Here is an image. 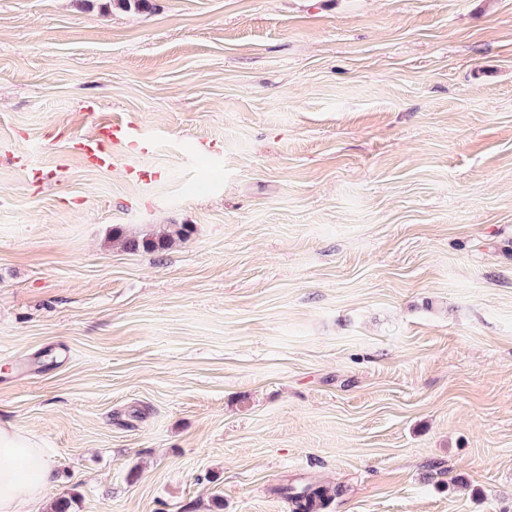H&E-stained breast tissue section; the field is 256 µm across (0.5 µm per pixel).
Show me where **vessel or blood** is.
Instances as JSON below:
<instances>
[{
    "label": "vessel or blood",
    "mask_w": 512,
    "mask_h": 512,
    "mask_svg": "<svg viewBox=\"0 0 512 512\" xmlns=\"http://www.w3.org/2000/svg\"><path fill=\"white\" fill-rule=\"evenodd\" d=\"M116 144L127 145L133 158L125 168L126 175L132 179H142L144 173L137 160L151 152L153 142L139 132L138 124L132 117L100 121L93 134L81 138L78 156L82 161L93 162L97 168L108 169L112 166L111 148Z\"/></svg>",
    "instance_id": "b4317fda"
}]
</instances>
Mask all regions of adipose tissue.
<instances>
[{
  "instance_id": "1",
  "label": "adipose tissue",
  "mask_w": 512,
  "mask_h": 512,
  "mask_svg": "<svg viewBox=\"0 0 512 512\" xmlns=\"http://www.w3.org/2000/svg\"><path fill=\"white\" fill-rule=\"evenodd\" d=\"M57 481L42 444L13 424L0 421V512H32Z\"/></svg>"
}]
</instances>
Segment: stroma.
<instances>
[{
    "label": "stroma",
    "instance_id": "1",
    "mask_svg": "<svg viewBox=\"0 0 512 512\" xmlns=\"http://www.w3.org/2000/svg\"><path fill=\"white\" fill-rule=\"evenodd\" d=\"M0 420L73 512H512V0H0ZM112 144H126L131 157L146 156L153 148L152 140L139 132L136 120L127 116L101 120L93 134L81 138L78 157L99 169H111ZM184 234L183 227H177L173 230L168 231L165 235H162L157 238H138V237H129L124 238L123 244L125 249L129 251H137L140 248L152 250V251H160L165 250L169 247V245L174 241V238H180ZM285 490L289 491L287 498L291 500L295 512H315V507H319L328 498V491L320 487L307 485L299 489L289 487Z\"/></svg>",
    "mask_w": 512,
    "mask_h": 512
}]
</instances>
